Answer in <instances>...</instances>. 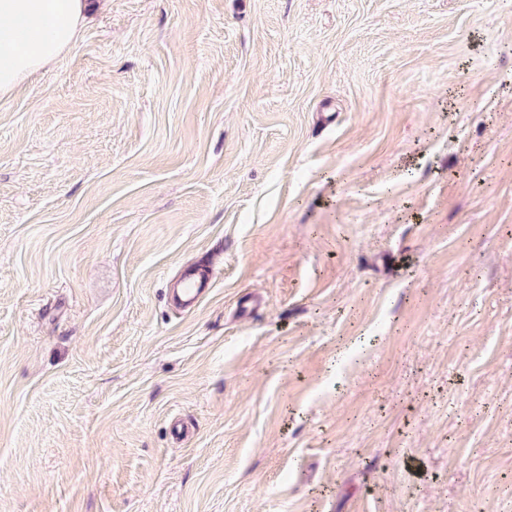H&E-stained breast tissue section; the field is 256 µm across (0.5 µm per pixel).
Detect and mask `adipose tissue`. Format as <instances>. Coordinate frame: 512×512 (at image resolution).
Returning a JSON list of instances; mask_svg holds the SVG:
<instances>
[{
  "label": "adipose tissue",
  "mask_w": 512,
  "mask_h": 512,
  "mask_svg": "<svg viewBox=\"0 0 512 512\" xmlns=\"http://www.w3.org/2000/svg\"><path fill=\"white\" fill-rule=\"evenodd\" d=\"M90 11V0H0V98L67 53Z\"/></svg>",
  "instance_id": "obj_1"
}]
</instances>
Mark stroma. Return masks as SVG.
I'll use <instances>...</instances> for the list:
<instances>
[{
    "instance_id": "obj_1",
    "label": "stroma",
    "mask_w": 512,
    "mask_h": 512,
    "mask_svg": "<svg viewBox=\"0 0 512 512\" xmlns=\"http://www.w3.org/2000/svg\"><path fill=\"white\" fill-rule=\"evenodd\" d=\"M0 512H512V0H97L0 99ZM181 286L182 288L177 289L176 306L184 312H192L199 306L205 289L202 288V282L196 280L194 275L187 276Z\"/></svg>"
}]
</instances>
